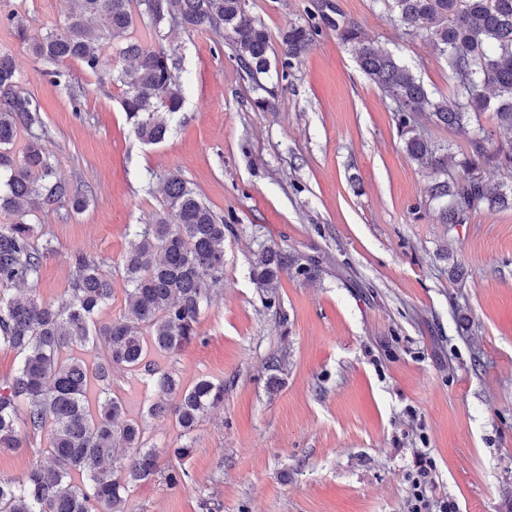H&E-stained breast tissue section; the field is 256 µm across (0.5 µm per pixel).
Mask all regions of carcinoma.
Masks as SVG:
<instances>
[{
    "mask_svg": "<svg viewBox=\"0 0 512 512\" xmlns=\"http://www.w3.org/2000/svg\"><path fill=\"white\" fill-rule=\"evenodd\" d=\"M66 22L33 35L19 12L0 13V25L59 77V67L78 61L98 74L109 50L118 64L108 78L122 86L121 106L135 136L158 144L180 111L182 92L175 74L174 48L147 45L133 35L134 14H147L155 34L165 25L187 31L224 28V38L243 70L257 77L271 68L273 52L265 28L246 11V0H68ZM392 11L409 33L426 31L448 61L451 97L432 98L416 73L395 54L376 45L358 26L336 27L354 45L365 75L396 104V119L408 157L435 176L448 173V147L423 137L417 118L463 135L467 152L450 182H437L434 199L443 201L442 222L463 224L479 206L490 210L512 204V191L494 179L512 170V142L494 144L471 118L494 110L500 126L512 129V0H391ZM314 24L291 25L280 37L282 67L289 68L313 42ZM27 135L25 147L14 145ZM42 109L20 86L15 57L0 50V212L15 221L0 227V346L20 357L9 381L0 384V450L22 447V433L51 427L46 453L51 466H32L21 479L0 475V512H126L130 487L159 473L155 449L146 447L145 428L124 418L109 397L91 409V379L106 385L112 369L140 372L156 388L153 417H170L189 434L212 409L224 404V384L201 378L184 387L147 360L146 344L175 353L199 338L200 313L212 292L224 285V219L178 174L162 182L163 210L152 224H137L122 258L129 308L109 324L97 318L112 298V278L102 262L77 252L74 274L64 296L44 302L30 283L38 278L49 244L35 242V210L67 202L75 211L88 195L55 176L46 142ZM316 262L303 264L274 247L255 253L252 274L272 295L282 273L310 277ZM29 288L23 297L12 289ZM98 340L100 361L91 368L76 356L90 337ZM132 451L129 463L112 465L116 450ZM189 446L172 451L166 476L172 486L187 477L181 466Z\"/></svg>",
    "mask_w": 512,
    "mask_h": 512,
    "instance_id": "cac0c4a2",
    "label": "carcinoma"
}]
</instances>
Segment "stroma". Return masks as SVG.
Segmentation results:
<instances>
[{"instance_id": "obj_1", "label": "stroma", "mask_w": 512, "mask_h": 512, "mask_svg": "<svg viewBox=\"0 0 512 512\" xmlns=\"http://www.w3.org/2000/svg\"><path fill=\"white\" fill-rule=\"evenodd\" d=\"M67 9L0 0L37 31L61 25ZM246 10L275 44L292 24L319 32L287 75L254 80L210 29H164L184 105L157 145L135 138L119 85L76 62L52 77L0 28V49L43 110L58 176L92 191L83 211L56 203L35 213L51 244L35 284L43 301L63 295L82 252L112 278L100 322L124 313L121 259L134 225L160 211L169 173L226 224L224 285L201 312L199 339L149 354L184 385L223 382V408L185 435L149 418L151 382L112 373V396L144 423L161 466L172 449L192 450L182 484L133 486L129 512H408L421 452L433 496L456 512H512V208L440 222L433 179L407 156L394 104L336 26L361 27L436 98L453 92L447 61L425 33L405 34L382 0H246ZM269 90L272 108L258 110ZM269 244L320 265L310 280L282 275L271 306L252 278L253 254ZM46 444L41 433L0 451V474L22 477Z\"/></svg>"}]
</instances>
